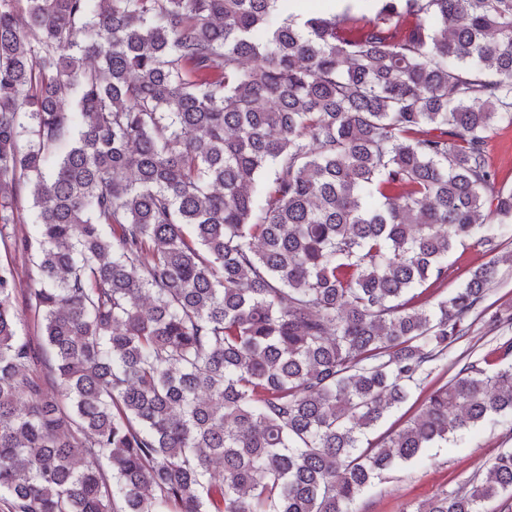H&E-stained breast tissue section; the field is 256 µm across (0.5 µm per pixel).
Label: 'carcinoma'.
<instances>
[{"mask_svg":"<svg viewBox=\"0 0 512 512\" xmlns=\"http://www.w3.org/2000/svg\"><path fill=\"white\" fill-rule=\"evenodd\" d=\"M300 2L0 0V245L40 329L0 263V512H350L512 415L485 358L367 438L498 276L512 0ZM506 493L512 450L416 512ZM488 152L500 182L512 188V126H501L488 142ZM488 259L489 257H485L479 248H474L473 246H467V248L459 247L455 253L449 255L448 264L454 263L452 269L455 271L448 280V293L464 280L469 268L479 265Z\"/></svg>","mask_w":512,"mask_h":512,"instance_id":"carcinoma-1","label":"carcinoma"}]
</instances>
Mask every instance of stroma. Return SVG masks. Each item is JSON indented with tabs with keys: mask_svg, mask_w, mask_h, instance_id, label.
Instances as JSON below:
<instances>
[{
	"mask_svg": "<svg viewBox=\"0 0 512 512\" xmlns=\"http://www.w3.org/2000/svg\"><path fill=\"white\" fill-rule=\"evenodd\" d=\"M500 239V278L485 305L488 315L504 316L500 335L512 337V228H501ZM494 347L484 321H476L468 335L450 348L443 367L433 376L434 384L439 386L451 379L459 362L483 357ZM505 448H512V418L498 416L457 440L425 449L412 462L393 467L363 491L352 506L353 512H415L424 501L484 473Z\"/></svg>",
	"mask_w": 512,
	"mask_h": 512,
	"instance_id": "obj_1",
	"label": "stroma"
}]
</instances>
